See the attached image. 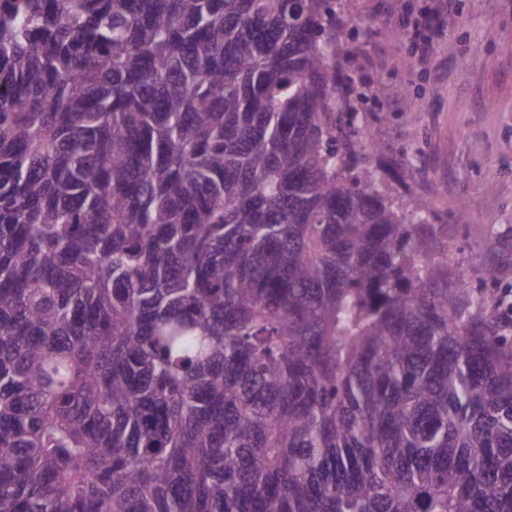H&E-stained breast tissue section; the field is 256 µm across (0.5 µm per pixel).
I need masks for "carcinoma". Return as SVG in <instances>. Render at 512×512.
<instances>
[{"instance_id":"1","label":"carcinoma","mask_w":512,"mask_h":512,"mask_svg":"<svg viewBox=\"0 0 512 512\" xmlns=\"http://www.w3.org/2000/svg\"><path fill=\"white\" fill-rule=\"evenodd\" d=\"M336 6L0 0V512H512V318Z\"/></svg>"}]
</instances>
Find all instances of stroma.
Masks as SVG:
<instances>
[{
    "mask_svg": "<svg viewBox=\"0 0 512 512\" xmlns=\"http://www.w3.org/2000/svg\"><path fill=\"white\" fill-rule=\"evenodd\" d=\"M431 0H342V37L363 49L340 59L358 89L374 168L415 154L385 176L395 197L425 195L448 227V260L490 289L512 287V0H453L454 24L428 63L409 31ZM469 219L456 220L460 204Z\"/></svg>",
    "mask_w": 512,
    "mask_h": 512,
    "instance_id": "obj_1",
    "label": "stroma"
}]
</instances>
